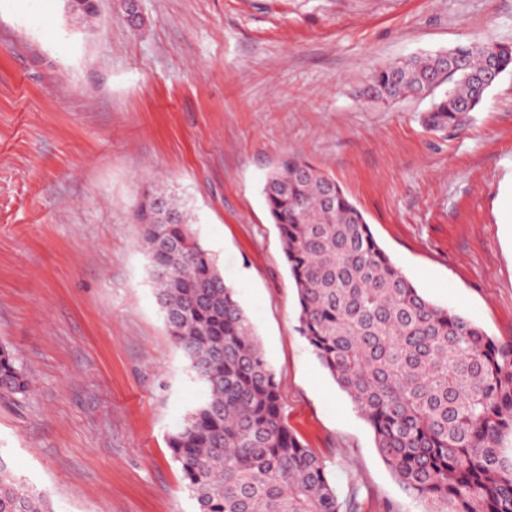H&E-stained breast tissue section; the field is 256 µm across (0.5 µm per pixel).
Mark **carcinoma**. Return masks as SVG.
I'll return each mask as SVG.
<instances>
[{
  "label": "carcinoma",
  "instance_id": "carcinoma-1",
  "mask_svg": "<svg viewBox=\"0 0 512 512\" xmlns=\"http://www.w3.org/2000/svg\"><path fill=\"white\" fill-rule=\"evenodd\" d=\"M63 9L87 24L97 0H63ZM489 53L512 70V45L462 44L374 70L371 97L390 105L428 94L424 128L457 127L491 88ZM448 56L455 73L444 69ZM262 192L297 290L300 333L370 425L391 471L427 512H512V459L499 448L512 434V341L420 294L364 212L313 163L284 156ZM133 220L168 333L207 389L168 441L198 512H354L288 426L275 375L188 209L170 193L146 191ZM29 389L1 344L0 398ZM0 512H54L1 456Z\"/></svg>",
  "mask_w": 512,
  "mask_h": 512
}]
</instances>
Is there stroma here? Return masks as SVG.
Masks as SVG:
<instances>
[{"instance_id": "stroma-1", "label": "stroma", "mask_w": 512, "mask_h": 512, "mask_svg": "<svg viewBox=\"0 0 512 512\" xmlns=\"http://www.w3.org/2000/svg\"><path fill=\"white\" fill-rule=\"evenodd\" d=\"M0 0V343L33 382L0 399V456L54 512H197L168 439L206 397L169 335L140 225L176 190L234 288L283 414L358 512H423L298 331L261 194L282 155L335 176L427 298L512 340V72L462 129L368 100L373 70L491 39L512 0ZM63 9L74 22L87 24L97 15V0H63Z\"/></svg>"}]
</instances>
